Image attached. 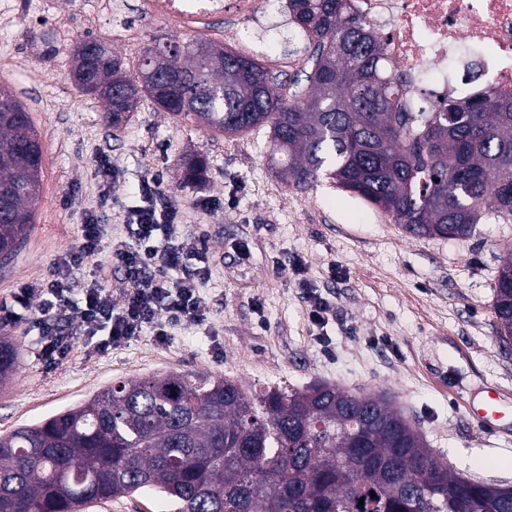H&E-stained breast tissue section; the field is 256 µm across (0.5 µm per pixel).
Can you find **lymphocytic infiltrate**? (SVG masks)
Returning a JSON list of instances; mask_svg holds the SVG:
<instances>
[{
  "label": "lymphocytic infiltrate",
  "mask_w": 512,
  "mask_h": 512,
  "mask_svg": "<svg viewBox=\"0 0 512 512\" xmlns=\"http://www.w3.org/2000/svg\"><path fill=\"white\" fill-rule=\"evenodd\" d=\"M176 220L169 208L147 205L134 210L133 242L114 251L127 285L117 299L99 278L81 290L73 288L77 272L103 242L102 225L87 217L78 247L55 258L41 282L20 284L10 298L0 301V320L10 319L16 308H34L37 343L51 366L70 353L73 325L94 341L97 351L105 352L145 332L162 344L172 326L205 321L210 305L200 286L206 271L190 266L198 243L177 233Z\"/></svg>",
  "instance_id": "f902f5d3"
}]
</instances>
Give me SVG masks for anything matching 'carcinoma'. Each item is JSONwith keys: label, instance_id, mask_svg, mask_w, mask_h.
Segmentation results:
<instances>
[{"label": "carcinoma", "instance_id": "1", "mask_svg": "<svg viewBox=\"0 0 512 512\" xmlns=\"http://www.w3.org/2000/svg\"><path fill=\"white\" fill-rule=\"evenodd\" d=\"M288 15L309 63L289 97L255 60L196 40L146 48L133 79L110 45L85 38L71 74L117 123L147 97L227 134L267 126L285 179L328 175L418 236L469 237L489 209L512 220V100L487 92L427 112L404 98L348 0H288ZM147 69L172 81L149 85ZM456 106L450 128L442 114ZM182 167L184 183L204 181V156ZM41 173L29 114L0 88L1 262L33 223ZM492 307L508 346L512 249ZM17 368L14 342L0 336V386ZM143 491L174 512H512V489L460 475L389 400L327 384L248 394L210 375L123 379L0 436V512H78Z\"/></svg>", "mask_w": 512, "mask_h": 512}]
</instances>
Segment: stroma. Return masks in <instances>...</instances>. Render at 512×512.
Instances as JSON below:
<instances>
[{
	"label": "stroma",
	"instance_id": "stroma-1",
	"mask_svg": "<svg viewBox=\"0 0 512 512\" xmlns=\"http://www.w3.org/2000/svg\"><path fill=\"white\" fill-rule=\"evenodd\" d=\"M50 12L19 0L0 26V86L30 112L43 149L40 200L27 239L0 264V299L42 281L58 255L76 247L87 216L112 242L130 238L135 207L151 202L178 214L181 232L205 248L201 288L211 312L173 326L166 343L150 335L99 353L75 337L69 355L46 366L35 342L33 311L0 321L12 337L19 370L0 392V435L73 407L119 378L177 372L235 381L244 390L330 384L387 397L457 472L512 487V436L484 431L469 414L488 387L512 398V347L497 338L492 309L512 223L487 215L464 239L416 237L387 213L336 181L298 186L269 159L268 129L245 135L210 130L194 119L142 101L113 127L93 96L70 75L69 51L96 38L137 73L147 47L190 41L173 21H145L137 45L119 23L102 18L85 29L74 0ZM261 42L217 24L213 42L257 59L283 86L302 76L306 54L283 41V10H267ZM56 55L43 56L42 34ZM208 161L205 185L183 184L188 153ZM328 297L323 322L310 316L309 292ZM145 492L89 502L81 512H172Z\"/></svg>",
	"mask_w": 512,
	"mask_h": 512
}]
</instances>
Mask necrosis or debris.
<instances>
[{
  "instance_id": "1",
  "label": "necrosis or debris",
  "mask_w": 512,
  "mask_h": 512,
  "mask_svg": "<svg viewBox=\"0 0 512 512\" xmlns=\"http://www.w3.org/2000/svg\"><path fill=\"white\" fill-rule=\"evenodd\" d=\"M264 0H139L127 22L128 43L143 20L177 18L201 28L210 18L256 22ZM371 25L407 97H471L490 91L512 98V0H351Z\"/></svg>"
}]
</instances>
